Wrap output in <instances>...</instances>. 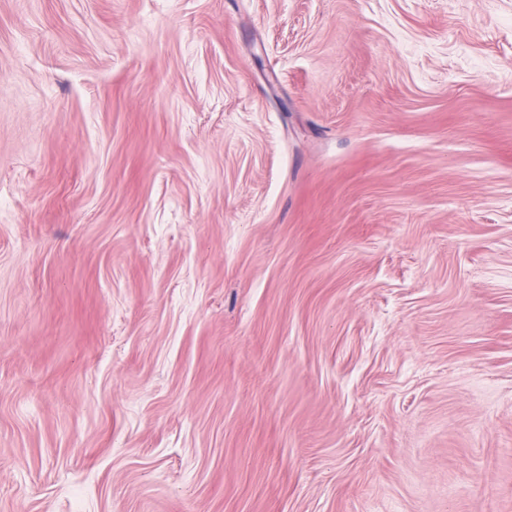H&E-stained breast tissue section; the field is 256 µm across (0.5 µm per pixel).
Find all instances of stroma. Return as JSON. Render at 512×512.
Returning a JSON list of instances; mask_svg holds the SVG:
<instances>
[{
	"instance_id": "obj_1",
	"label": "stroma",
	"mask_w": 512,
	"mask_h": 512,
	"mask_svg": "<svg viewBox=\"0 0 512 512\" xmlns=\"http://www.w3.org/2000/svg\"><path fill=\"white\" fill-rule=\"evenodd\" d=\"M0 512H512V0H0Z\"/></svg>"
}]
</instances>
